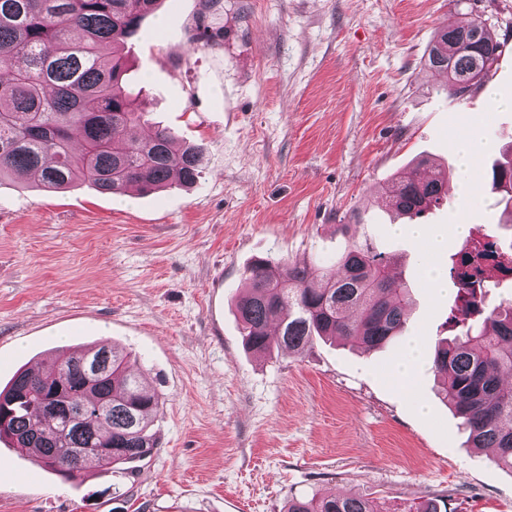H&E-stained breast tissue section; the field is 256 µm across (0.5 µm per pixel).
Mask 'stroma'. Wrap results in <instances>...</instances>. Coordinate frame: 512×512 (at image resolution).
Segmentation results:
<instances>
[{"label":"stroma","mask_w":512,"mask_h":512,"mask_svg":"<svg viewBox=\"0 0 512 512\" xmlns=\"http://www.w3.org/2000/svg\"><path fill=\"white\" fill-rule=\"evenodd\" d=\"M474 19L501 45L489 84L512 99V0H161L128 45L126 86L150 124L204 145L197 181L125 204L83 180H0V389L52 350L110 340L162 399L158 446L133 474L93 465L65 484L0 440V512H284L349 492L382 512L438 495L448 512H512V470L472 448L440 393L430 362L453 299L422 273L447 276L457 225L501 218L485 175L512 109L479 88L446 95L427 63L440 28ZM472 129L488 143L474 187L425 217L446 246L424 256L392 233L383 186L421 155L457 168ZM364 240L411 290L406 333L427 360L411 391L391 376L402 340L245 347L234 302L252 260L313 268Z\"/></svg>","instance_id":"35a3bbf8"}]
</instances>
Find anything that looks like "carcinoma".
Returning <instances> with one entry per match:
<instances>
[{
    "label": "carcinoma",
    "mask_w": 512,
    "mask_h": 512,
    "mask_svg": "<svg viewBox=\"0 0 512 512\" xmlns=\"http://www.w3.org/2000/svg\"><path fill=\"white\" fill-rule=\"evenodd\" d=\"M159 0H0V178L14 175L45 191L80 177L101 193L137 188L143 193L193 185L204 159L198 144L176 146L172 132L147 125L125 89L119 47L136 38ZM112 45V58L99 48ZM500 43L472 20L443 28L428 55L445 73L443 90L458 97V84L489 80ZM80 132L79 148L72 132ZM491 192L504 203L501 225L512 229V143L491 168ZM445 183L422 181L403 171L384 189L397 214L418 218L447 197ZM248 290L235 304L245 346L276 348L294 355L316 337H339L367 351L402 334L408 320L409 288L395 260L368 242L354 244L337 267L311 269L258 258L245 271ZM493 285L472 277L457 289L446 324L451 342L438 343L434 369L441 392L462 419L472 447L494 452L512 470V298L491 299ZM110 361L109 371L86 382L81 365ZM103 406L82 426L49 406ZM159 395L127 370V354L101 343L80 351L58 349L37 373L17 372L0 390V413L8 421L0 437L31 450L67 482L84 479L89 454L76 472L68 459L92 443L112 449L96 457L105 473H133L134 464L157 448L150 432ZM285 512H382L372 500L348 493L293 497Z\"/></svg>",
    "instance_id": "cac0c4a2"
}]
</instances>
